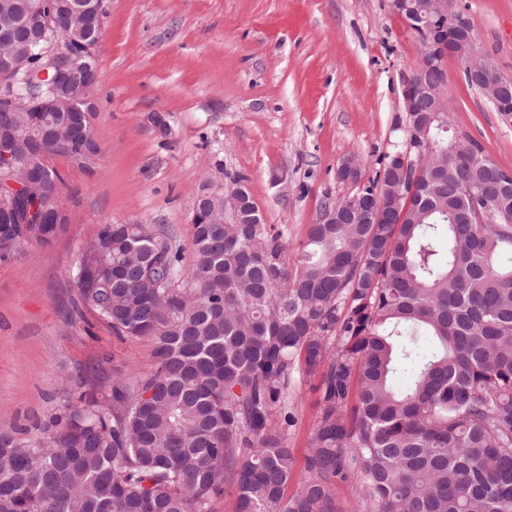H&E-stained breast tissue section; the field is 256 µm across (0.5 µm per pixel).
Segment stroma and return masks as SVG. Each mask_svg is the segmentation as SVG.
<instances>
[{"mask_svg": "<svg viewBox=\"0 0 512 512\" xmlns=\"http://www.w3.org/2000/svg\"><path fill=\"white\" fill-rule=\"evenodd\" d=\"M88 170L52 155L69 222L49 245L0 260V432L26 430L74 390L152 368L154 344L79 316L73 286L82 248L104 224H161L190 246L203 179L248 187L264 222L296 257L325 204L352 194L343 160L363 179L407 148L402 86L424 61L421 37L389 0H104ZM476 48L512 75V0H456ZM442 69L454 133L512 172V117ZM164 114L169 136L150 116ZM316 381L294 385L288 445L303 463L317 413ZM338 177L341 181L357 188L356 192L351 197L352 200H357L358 197L362 196L365 190V184L361 181L360 163L355 158H348L341 164L338 169Z\"/></svg>", "mask_w": 512, "mask_h": 512, "instance_id": "stroma-1", "label": "stroma"}]
</instances>
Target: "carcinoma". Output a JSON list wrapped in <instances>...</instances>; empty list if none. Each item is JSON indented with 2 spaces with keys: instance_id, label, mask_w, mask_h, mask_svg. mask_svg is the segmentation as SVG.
<instances>
[{
  "instance_id": "obj_1",
  "label": "carcinoma",
  "mask_w": 512,
  "mask_h": 512,
  "mask_svg": "<svg viewBox=\"0 0 512 512\" xmlns=\"http://www.w3.org/2000/svg\"><path fill=\"white\" fill-rule=\"evenodd\" d=\"M26 1L52 22L5 49L22 57L19 76L54 45L78 71L94 64L84 40L97 0L68 13L59 0H0V33L21 28ZM35 91L21 80L0 98H15L24 142L69 117L26 111ZM95 118L0 167V212L13 173L33 167L44 182L0 219L1 257L67 223L47 158L90 167ZM444 120L427 131L438 155L453 147ZM488 181L475 165L429 166L416 185L427 218L393 195L352 224L322 217L292 261L245 188V223L211 192L188 252L162 225H101L76 265L80 306L118 336L150 338L153 369L68 398L35 437L0 432V512H212L229 489L237 512H336L342 487L364 512H512V200L476 221L469 193ZM298 376L320 392L299 472Z\"/></svg>"
}]
</instances>
